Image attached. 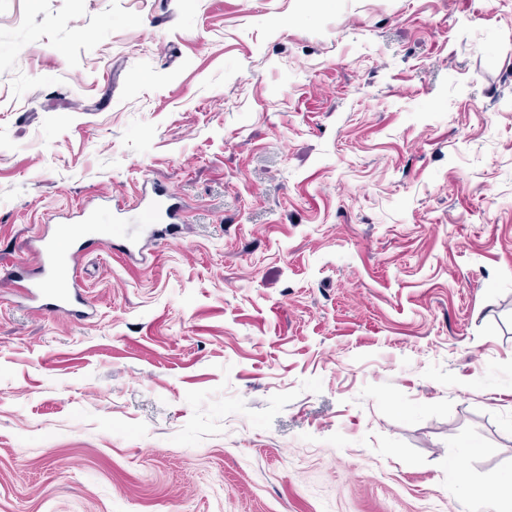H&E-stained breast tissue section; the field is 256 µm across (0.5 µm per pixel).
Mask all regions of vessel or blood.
Masks as SVG:
<instances>
[{
    "label": "vessel or blood",
    "mask_w": 512,
    "mask_h": 512,
    "mask_svg": "<svg viewBox=\"0 0 512 512\" xmlns=\"http://www.w3.org/2000/svg\"><path fill=\"white\" fill-rule=\"evenodd\" d=\"M143 217L150 224L175 225L178 204L166 190L153 187L143 190ZM91 226L83 224H59L53 233L37 238L34 249L42 258L39 271L30 277L27 297L36 302L38 310L64 314L76 319L87 316L91 305L82 294V284L77 276L76 262L79 251L58 254L55 248L57 235L72 233L80 239L90 234Z\"/></svg>",
    "instance_id": "b4317fda"
}]
</instances>
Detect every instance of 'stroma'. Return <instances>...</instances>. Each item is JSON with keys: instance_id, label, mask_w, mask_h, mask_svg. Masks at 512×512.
I'll return each instance as SVG.
<instances>
[{"instance_id": "stroma-1", "label": "stroma", "mask_w": 512, "mask_h": 512, "mask_svg": "<svg viewBox=\"0 0 512 512\" xmlns=\"http://www.w3.org/2000/svg\"><path fill=\"white\" fill-rule=\"evenodd\" d=\"M145 182L181 232L28 309ZM511 495L512 0H0V512ZM70 232L72 242L80 238L77 250H69L65 255L57 253L55 239L58 235ZM92 232L91 225L58 224L54 231L37 238L34 249L42 258L39 271L29 278L27 297L38 305L37 311L64 314L76 319L88 317L90 302L82 294V284L77 276L76 262L84 251V236Z\"/></svg>"}]
</instances>
